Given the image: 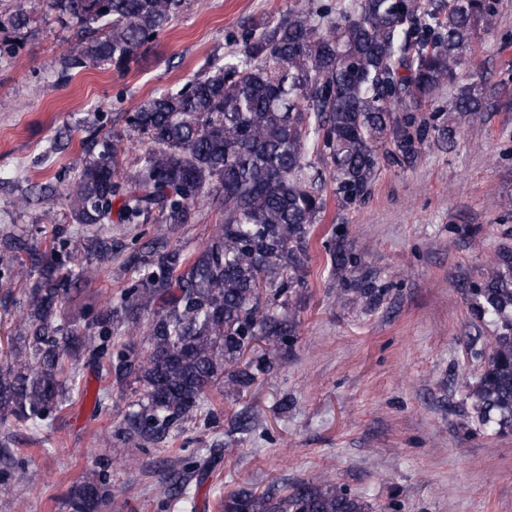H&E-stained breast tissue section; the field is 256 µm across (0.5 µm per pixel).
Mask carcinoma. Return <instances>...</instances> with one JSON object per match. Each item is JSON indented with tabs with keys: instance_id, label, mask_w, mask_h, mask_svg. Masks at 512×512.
<instances>
[{
	"instance_id": "carcinoma-1",
	"label": "carcinoma",
	"mask_w": 512,
	"mask_h": 512,
	"mask_svg": "<svg viewBox=\"0 0 512 512\" xmlns=\"http://www.w3.org/2000/svg\"><path fill=\"white\" fill-rule=\"evenodd\" d=\"M186 0H11L0 8V60L37 30L39 12L78 28L80 40L61 73L112 66L123 70L137 51L165 32ZM498 23V0H349L338 7L295 0L288 18L259 22L210 70L177 91L140 103L128 123L146 145L135 169L121 168L119 137L83 166L64 194L82 225L83 256L51 241L31 247L0 236L10 261L0 280L25 282L20 345L0 366V424L40 428L70 391L89 396L76 368L83 357L106 361L105 376L143 395L129 404L108 440L114 453L166 438L193 419L220 384L241 393L269 375L272 360L293 347L298 321L286 312L302 285L314 225L327 202L326 179L339 203L369 194L380 168L411 166L424 145L451 135L439 114L423 113L455 82L484 35ZM486 88H455L451 112H481ZM322 163L311 174L307 154ZM220 191L224 219L194 256L170 245L196 208ZM121 224L159 216L155 234L131 256L135 276L81 326L61 304L94 268L126 248L110 236ZM331 268L353 272L361 257L336 231L322 239ZM347 290L376 300L380 290L346 281ZM471 314L496 325L485 369L467 385L479 424L512 432V249L499 250L470 289ZM141 338L113 340L124 327ZM109 489L88 482L74 492L71 512H99ZM224 512H371L348 487L301 481L256 493L224 495Z\"/></svg>"
}]
</instances>
